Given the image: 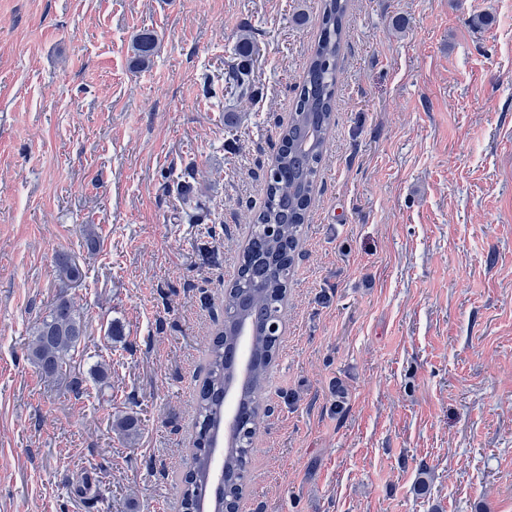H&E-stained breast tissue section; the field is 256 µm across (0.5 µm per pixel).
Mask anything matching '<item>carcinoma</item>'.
<instances>
[{"mask_svg":"<svg viewBox=\"0 0 512 512\" xmlns=\"http://www.w3.org/2000/svg\"><path fill=\"white\" fill-rule=\"evenodd\" d=\"M350 0H321L318 37L304 69L298 93L283 129L275 162L266 177L263 205L252 219L251 235L237 275L224 289V323L219 325L208 353V367L197 396L198 422L190 444L191 465L181 477V512H201L210 488V448L224 427V391L234 384L239 405L247 414L245 428H232L224 448V485L216 492L212 512H236L251 462L257 428L266 408L263 394L269 368L278 352L280 337L270 333V323L282 321L293 255L301 229L308 223L320 165L335 125L336 89L346 38ZM259 34L241 35L237 55L241 60L228 69L224 91L233 96L252 92L253 77L247 58L258 52ZM157 50L155 38L142 34L134 43L138 61L149 60ZM184 170L176 183L181 203L192 205ZM59 280H82L83 271L69 254L55 256ZM85 335V321L72 303L58 298L35 324L30 357L41 376L60 378L72 367L76 348ZM116 427L128 438L139 431L133 415L119 418Z\"/></svg>","mask_w":512,"mask_h":512,"instance_id":"obj_1","label":"carcinoma"}]
</instances>
